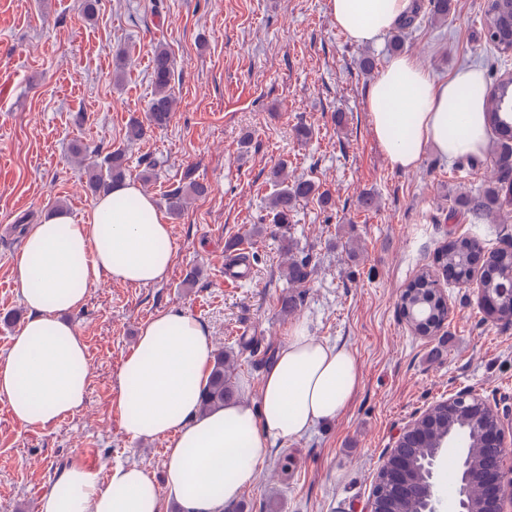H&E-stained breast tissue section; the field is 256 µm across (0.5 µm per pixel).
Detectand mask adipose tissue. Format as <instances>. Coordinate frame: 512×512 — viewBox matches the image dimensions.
I'll list each match as a JSON object with an SVG mask.
<instances>
[{
    "label": "adipose tissue",
    "instance_id": "1",
    "mask_svg": "<svg viewBox=\"0 0 512 512\" xmlns=\"http://www.w3.org/2000/svg\"><path fill=\"white\" fill-rule=\"evenodd\" d=\"M356 44L379 41L414 0H328ZM484 77L475 67L433 80L410 56L389 59L367 97L376 139L392 168L415 169L425 150L448 160L487 146ZM175 257L171 228L156 201L124 181L81 218L52 213L31 225L12 260L26 319L0 357V401L27 429H45L79 410L90 380L87 346L68 317L101 283L150 285ZM214 350L202 322L183 310L157 312L140 329L120 369L115 403L132 441L168 439L164 482L117 462L106 479L73 464L57 472L40 512H224L257 480L276 443L300 438L343 415L361 379L347 344L291 326L263 374L256 402L201 412Z\"/></svg>",
    "mask_w": 512,
    "mask_h": 512
}]
</instances>
